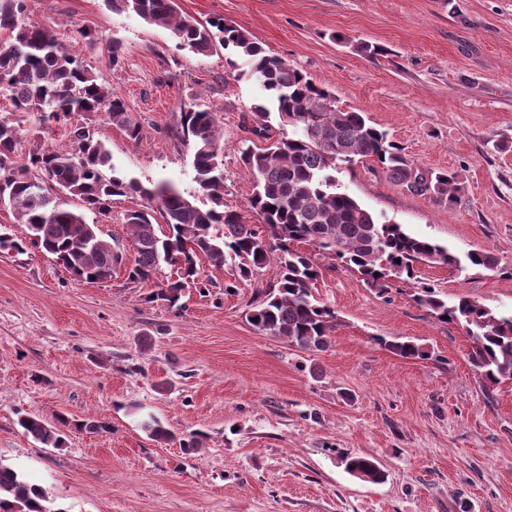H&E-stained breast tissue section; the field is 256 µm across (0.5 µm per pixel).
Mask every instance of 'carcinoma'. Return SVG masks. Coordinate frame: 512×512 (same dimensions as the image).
Wrapping results in <instances>:
<instances>
[{
    "instance_id": "obj_1",
    "label": "carcinoma",
    "mask_w": 512,
    "mask_h": 512,
    "mask_svg": "<svg viewBox=\"0 0 512 512\" xmlns=\"http://www.w3.org/2000/svg\"><path fill=\"white\" fill-rule=\"evenodd\" d=\"M111 3L115 12L131 10L168 30L179 45L198 55L208 56L220 46L228 51L229 67L236 66L238 57L246 59L251 76L266 92L264 103L253 107L256 126L251 129L266 145L249 147L241 154L259 223H244L224 204L222 132L210 106L188 103L180 112L182 135L192 140L194 148L199 196L192 198L165 183L147 188L116 171L104 177L109 153L86 126L71 131L74 151H52L35 140L19 163V132L10 120L0 118V204L8 205L27 226L32 244L75 278L106 282L122 265L125 247L98 234L87 241L92 225L85 212L106 217L113 198L134 194L154 206L127 215L129 246L135 253L134 264L127 268L128 280L147 287L161 264L177 267L176 278L151 291L148 302L163 301L173 308L187 284L199 288L211 284L200 271L202 261L215 271L229 266L241 280L272 264L275 284L256 289L246 318L257 331L304 352L326 349L336 328L335 311L314 294L322 275L318 255L340 261L381 296L390 294L397 280L416 279L420 263L497 268L489 252L471 250L462 260L430 239L410 235L399 224L378 222L336 180L341 166L368 161L372 171L389 181L451 207L457 203V173L420 170L386 131L360 112L336 107L331 91L267 54L245 29L222 18L200 22L185 17L176 0ZM2 32L8 41L0 48V97L10 101L13 111L36 113L40 126L74 112L88 117L104 112L130 139L140 138L139 123L124 102L98 81L92 66L74 55L51 28L29 21L26 0H0ZM273 113L279 125L293 128L292 134L272 137L268 118ZM32 178L47 181L48 187L35 189ZM59 191L79 198L83 210L66 207ZM298 244L312 246L314 253L297 250ZM0 250L22 253L25 243L0 228ZM412 297L438 321L464 329L471 342L469 363L485 384L512 380V314L500 315L466 296L450 304L427 283L414 288ZM378 344L401 358L427 357L423 347L410 340L380 338ZM56 422L53 426L32 414L18 419L26 434L49 448L62 447L66 428L106 429L101 422L74 423L64 414L57 415ZM341 462L362 481L380 483L386 477L372 457L346 453ZM0 512L66 510L54 507L47 489L0 460Z\"/></svg>"
}]
</instances>
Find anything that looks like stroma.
<instances>
[{"label": "stroma", "mask_w": 512, "mask_h": 512, "mask_svg": "<svg viewBox=\"0 0 512 512\" xmlns=\"http://www.w3.org/2000/svg\"><path fill=\"white\" fill-rule=\"evenodd\" d=\"M198 21L224 18L270 53L327 86L341 109L386 130L429 171L459 175L446 208L409 193L366 164L342 167V188L382 223L399 224L457 255L488 251L498 271L422 265L419 281L494 311H512V0H177ZM32 22L57 31L125 102L141 126L131 141L106 114H74L40 131L44 147L72 148L90 123L120 170L144 186L197 192L193 146L180 132L182 105L212 106L223 131L224 200L257 223L243 149L251 106L265 92L248 64L202 56L109 0H28ZM96 45H87L81 31ZM124 46L110 68L106 45ZM378 47L376 55L362 45ZM140 196L114 198L109 217L87 214L107 240L126 243ZM318 298L337 315L327 349L306 353L258 332L245 318L266 268L237 283L231 270L206 289L188 285L182 308L147 302L124 270L75 280L36 251H0V461L47 488L64 512H512V380L484 390L464 331L417 305L412 284L378 297L341 263L320 258ZM234 281V280H233ZM421 344L404 359L378 338ZM103 422L46 448L21 414ZM176 436L164 443L145 425ZM205 448L184 453L183 434ZM376 458L380 483L349 475L339 458Z\"/></svg>", "instance_id": "obj_1"}]
</instances>
